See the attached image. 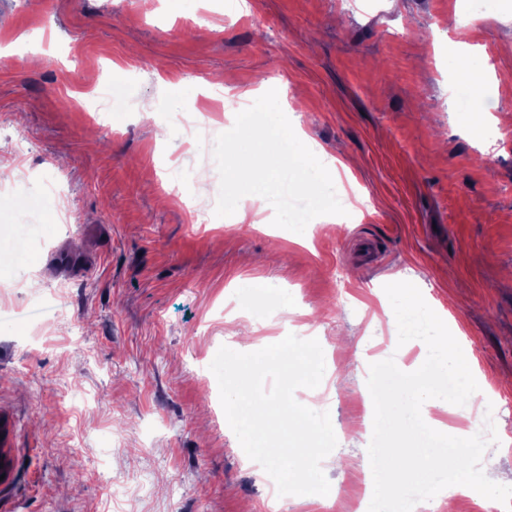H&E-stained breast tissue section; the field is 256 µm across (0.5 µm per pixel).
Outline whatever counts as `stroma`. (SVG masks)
<instances>
[{
  "label": "stroma",
  "instance_id": "35a3bbf8",
  "mask_svg": "<svg viewBox=\"0 0 512 512\" xmlns=\"http://www.w3.org/2000/svg\"><path fill=\"white\" fill-rule=\"evenodd\" d=\"M0 0V418L12 471L0 512H331L366 477L369 366L418 369L385 284L409 281L445 320L493 406L484 459L512 474V0ZM491 95L448 104L449 17ZM121 90L101 126L84 109ZM277 89L358 214L298 234L214 213V136L180 116ZM169 125L157 140L139 117ZM29 140L17 155L9 139ZM288 304L292 315L281 317ZM258 347L311 335L325 374L296 400L329 413L334 493L276 502L203 381L230 331Z\"/></svg>",
  "mask_w": 512,
  "mask_h": 512
}]
</instances>
